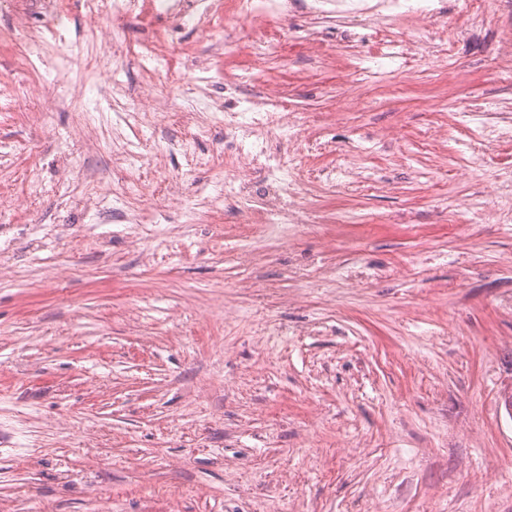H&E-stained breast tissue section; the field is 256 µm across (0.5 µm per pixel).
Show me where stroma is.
Masks as SVG:
<instances>
[{"mask_svg":"<svg viewBox=\"0 0 512 512\" xmlns=\"http://www.w3.org/2000/svg\"><path fill=\"white\" fill-rule=\"evenodd\" d=\"M66 7L0 0V512H512V223L463 221L512 210V0H434L418 31L131 18L122 42L190 55L151 85L101 57L88 114L75 83L14 93L15 9L60 30L50 74L88 27ZM254 25L278 32L261 67L237 50ZM408 38L430 62L398 58ZM228 82L288 88L298 223L224 201V125L183 114L235 111ZM117 84L163 125L127 126ZM129 173L137 206L104 193Z\"/></svg>","mask_w":512,"mask_h":512,"instance_id":"35a3bbf8","label":"stroma"}]
</instances>
